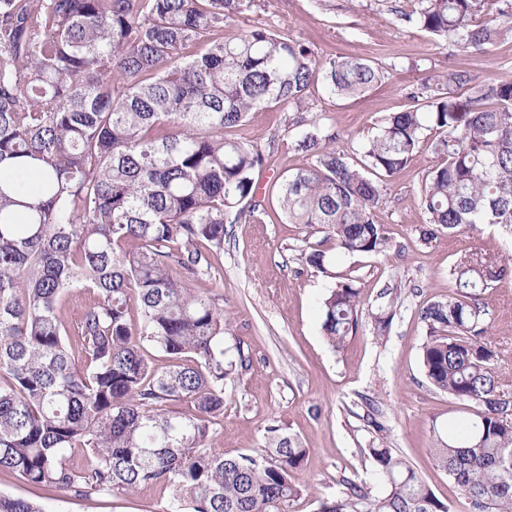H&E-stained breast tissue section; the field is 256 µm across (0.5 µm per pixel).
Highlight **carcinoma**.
<instances>
[{"label":"carcinoma","instance_id":"cac0c4a2","mask_svg":"<svg viewBox=\"0 0 512 512\" xmlns=\"http://www.w3.org/2000/svg\"><path fill=\"white\" fill-rule=\"evenodd\" d=\"M257 0H0V470L76 497H117L163 484L170 512H290L306 449L275 434L252 454L211 448L224 411V301L192 282L224 248V225L265 212L253 173L270 155L227 135L248 115L283 107L311 129L295 150L307 165L274 180L290 224L324 234L336 252L375 256L387 179L414 160L433 127L434 163L421 179L423 239L495 224L512 229V77L478 81L446 70L408 92L351 161L336 130L308 117L319 69L313 50L257 28L224 38V23ZM435 39L484 51L512 39V0H419L396 11ZM384 77L340 56L322 69L330 93L355 96ZM465 90L456 96L443 92ZM305 262L328 272L325 252ZM512 274L471 253L452 269L448 297L427 302L421 366L432 387L468 407L438 466L469 512H512V401L499 394L497 352L485 341L482 294ZM73 290L93 293L71 324ZM360 288L345 278L322 302L333 347L359 325ZM140 323L131 324V310ZM393 314H372L374 333ZM150 344L175 363L161 369ZM188 400V414L168 404ZM85 448L80 467L65 450ZM383 490L343 481L319 512H452L393 449L370 448ZM0 512H44L0 496Z\"/></svg>","mask_w":512,"mask_h":512}]
</instances>
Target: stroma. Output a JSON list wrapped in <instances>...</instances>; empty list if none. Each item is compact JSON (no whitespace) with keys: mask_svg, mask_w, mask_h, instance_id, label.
<instances>
[{"mask_svg":"<svg viewBox=\"0 0 512 512\" xmlns=\"http://www.w3.org/2000/svg\"><path fill=\"white\" fill-rule=\"evenodd\" d=\"M417 0H269L224 26L225 36L260 26L307 41L319 64L339 56L375 62L384 80L354 97L330 94L314 76L309 96L317 121L339 134L336 147L355 156L389 116L410 107V90L448 69L469 71L477 79L512 75V41L487 52L464 51L437 41L418 26L399 20ZM303 133L288 112L264 108L231 129L239 141L274 152L257 176L262 188L306 165L294 149ZM433 162L424 149L406 169L390 178L377 212L390 238L384 254L340 255L323 248L334 269L354 277L362 290L356 333L332 348L321 330V302L330 281L301 258L306 247L302 225L290 224L275 204L256 220L225 227L224 249L211 258L209 273L194 288L219 295L230 327L229 352H242L246 365L224 382V410L213 425V446L225 456L263 448L270 428L299 438L307 450L299 472L310 487L292 512H316L318 501L341 490L342 480H369V448L387 446L400 454L453 512L467 505L431 448L436 434L464 412L447 394L427 383L420 364L426 326L419 318L428 301L447 297L451 270L475 250L512 264V233L482 224L456 233L438 232L425 241L420 230L427 216L420 203L421 177ZM395 290L393 321L387 336L373 333L371 314L383 289ZM488 339L498 352L500 389L512 397V276L487 289ZM377 408L382 431L366 420L367 404ZM0 494L35 500L45 512H169L172 494L148 485L119 497L76 498L21 481L0 471Z\"/></svg>","mask_w":512,"mask_h":512,"instance_id":"1","label":"stroma"}]
</instances>
